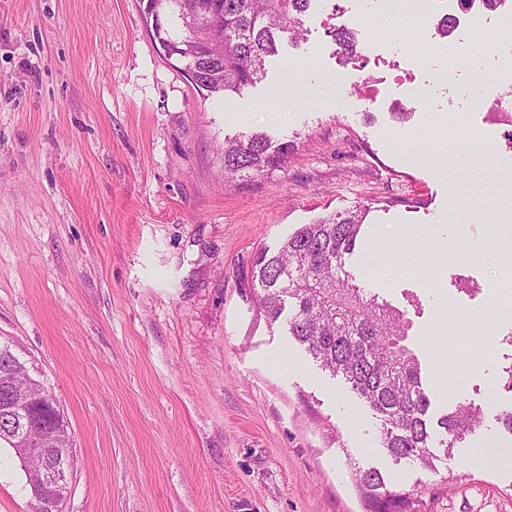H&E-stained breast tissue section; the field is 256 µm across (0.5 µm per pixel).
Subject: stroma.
<instances>
[{
  "mask_svg": "<svg viewBox=\"0 0 512 512\" xmlns=\"http://www.w3.org/2000/svg\"><path fill=\"white\" fill-rule=\"evenodd\" d=\"M335 8L364 31L359 57L386 60L347 103L332 95L348 70L326 34ZM304 26L227 99L160 58L139 0H0V343L69 425L66 512H364L356 464L421 491L428 512H512V458L479 453L512 449L498 421L512 256L487 239L512 147L471 99L502 60L468 67L467 45L451 57L417 30L390 39L359 0H315ZM250 131L294 142L288 167L225 186L219 149ZM462 134L476 176L452 186ZM359 206L346 270L406 310L435 413L461 399L483 415L433 472L393 464L369 408L251 297L260 250ZM24 480L0 448V512H29Z\"/></svg>",
  "mask_w": 512,
  "mask_h": 512,
  "instance_id": "1",
  "label": "stroma"
}]
</instances>
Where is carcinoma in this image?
Masks as SVG:
<instances>
[{
    "instance_id": "carcinoma-1",
    "label": "carcinoma",
    "mask_w": 512,
    "mask_h": 512,
    "mask_svg": "<svg viewBox=\"0 0 512 512\" xmlns=\"http://www.w3.org/2000/svg\"><path fill=\"white\" fill-rule=\"evenodd\" d=\"M146 29L164 59L195 65L192 84L225 97L262 80L268 58L279 53L283 35L296 42L302 17L314 0H141ZM328 35L336 54L357 55L354 32L333 25ZM291 141L252 132L224 139L220 148L224 182L268 175L288 165ZM366 210L330 213L300 225L275 252L262 250L248 271L253 298L267 318L288 313V335L319 365L340 375L381 422V445L396 463L436 470L439 444L445 457L479 426L480 417L463 402L439 417L440 437L430 424L429 389L411 348L406 312L359 285L345 269ZM0 360V446L13 450L21 421L3 411L9 376ZM48 443L73 457L67 422L54 426ZM354 481L366 512H425L422 496L390 484L377 468L354 467Z\"/></svg>"
}]
</instances>
